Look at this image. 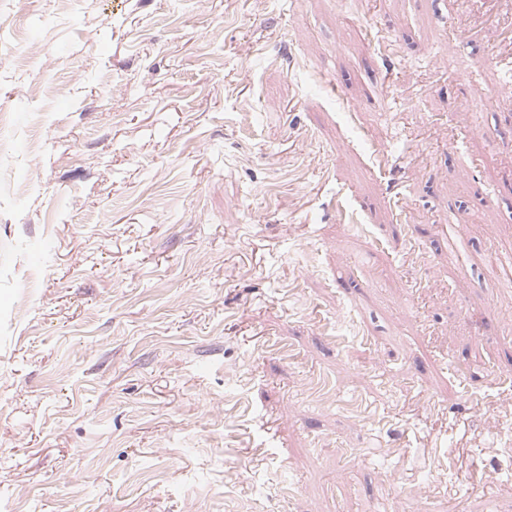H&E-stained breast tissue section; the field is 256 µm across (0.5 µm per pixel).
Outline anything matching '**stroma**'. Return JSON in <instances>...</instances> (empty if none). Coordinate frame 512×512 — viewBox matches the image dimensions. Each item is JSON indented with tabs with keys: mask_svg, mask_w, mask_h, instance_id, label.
Returning <instances> with one entry per match:
<instances>
[{
	"mask_svg": "<svg viewBox=\"0 0 512 512\" xmlns=\"http://www.w3.org/2000/svg\"><path fill=\"white\" fill-rule=\"evenodd\" d=\"M507 27L0 0V512H512Z\"/></svg>",
	"mask_w": 512,
	"mask_h": 512,
	"instance_id": "stroma-1",
	"label": "stroma"
}]
</instances>
